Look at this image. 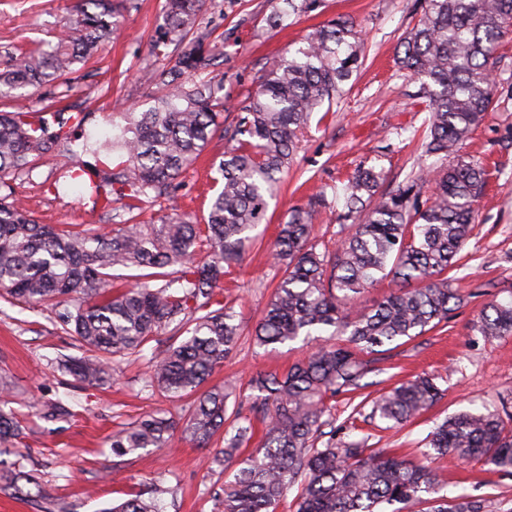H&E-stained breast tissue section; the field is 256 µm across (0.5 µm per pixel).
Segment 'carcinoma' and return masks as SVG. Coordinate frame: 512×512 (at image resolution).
Returning <instances> with one entry per match:
<instances>
[{"instance_id": "1", "label": "carcinoma", "mask_w": 512, "mask_h": 512, "mask_svg": "<svg viewBox=\"0 0 512 512\" xmlns=\"http://www.w3.org/2000/svg\"><path fill=\"white\" fill-rule=\"evenodd\" d=\"M317 0H285L284 15L307 13ZM205 0H165L163 24L151 55L175 64L149 69L162 89L154 104L112 113V137L85 131L90 115L46 106L0 112V183L30 173L45 156L65 153L76 163L65 181L77 185L92 208L121 203L127 218L107 229L98 224H50L20 202L0 198V297L13 304L53 302L58 323L86 354L62 355L58 370L88 386L112 378V359L154 342L145 387L173 401L195 396L179 423L146 415L112 434L115 457L164 448L177 428L206 444L222 437L210 466L233 471L219 493L223 512H277L296 489L295 512H498L490 498H449L433 465L450 457L479 460L512 474V428L489 409L460 412L439 424L423 450L432 466L416 465L365 440L336 442V418L326 401L363 387L369 361L383 348L436 328L460 304L448 269L467 243L475 204L485 188L484 164L459 154L463 142L491 110L489 73L503 38L512 31V0H423L421 14L398 50V65L421 81L428 98L422 156L448 161L410 176L394 192L381 190L382 173L358 170L339 201L347 233L332 253L312 242V206L295 208L279 225L271 255L282 275L252 332L262 347L300 341L309 354L288 370L260 374L240 390L202 387L236 346L242 324L224 304V274L239 265L266 220L269 199L288 170L311 117L332 107L358 72L362 42L353 23L331 21L309 33L274 62L224 125V79H196L212 53L207 35L195 34ZM115 0H85L49 50L21 51L0 72V99L15 91L58 82L73 65L97 54L117 30ZM225 140L216 171L223 185L208 203L204 223L169 209L178 178L205 151L216 132ZM431 178L433 196L419 199V182ZM160 206L157 224H141L133 211ZM391 289L372 308L350 319L342 306L377 283ZM486 338L512 335V295L480 311ZM436 377L418 376L368 401V420L406 425L440 398ZM233 410H228L229 400ZM47 421L72 415L60 402L42 405ZM262 447L245 454L255 422ZM329 431H324V428ZM327 440H322V437ZM23 437L13 413L0 410V444ZM0 493L30 501L50 499L39 478L20 469L0 473ZM155 487L136 492L102 512H162Z\"/></svg>"}]
</instances>
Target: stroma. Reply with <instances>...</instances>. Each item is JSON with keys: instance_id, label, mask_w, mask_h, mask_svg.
Wrapping results in <instances>:
<instances>
[{"instance_id": "1", "label": "stroma", "mask_w": 512, "mask_h": 512, "mask_svg": "<svg viewBox=\"0 0 512 512\" xmlns=\"http://www.w3.org/2000/svg\"><path fill=\"white\" fill-rule=\"evenodd\" d=\"M134 2V8L121 14L120 32L100 54L77 65L67 84L48 92L64 111L90 113L88 128L101 135L109 130L104 117L113 103L142 105L156 95L145 72L165 0ZM79 3L0 0V68L15 46L54 42ZM281 6V0H206L201 26L224 35V54L208 73L224 80L230 104L225 120H232L233 105L256 87L274 60L329 20H352L365 42L363 64L326 118L305 131L270 202L264 244L253 247L224 279V301L242 316L244 333L208 379L211 387L247 385L252 376L283 371L306 353L300 346L259 347L250 334L281 276L267 244L289 210L306 205L312 192L325 190L327 203L317 209L312 235L319 249H335L344 235L335 188L356 169L373 166L383 172V190L392 192L425 163L417 145L426 129L428 100L419 81L396 63L401 41L418 19L415 0H321L316 10L291 16L283 27H269V17ZM493 83L494 107L461 148L463 156L489 163L492 171L476 204L471 236L449 272L465 301L446 324L380 355L364 378L373 394L417 375H434L443 394L410 425L385 428L362 422L339 433V440L364 438L369 447L392 448L418 462L429 432L459 411L485 406L512 425V335L488 339L474 328L488 302L512 291V34L498 52ZM223 152L224 139L215 135L180 176L175 206L199 219L206 215L208 200L217 189L212 163ZM70 163L65 154L45 157L30 175L6 178L0 195H11L34 216L54 224L112 226L111 213L84 205L76 186L59 183ZM77 352L74 339L54 325L52 306L23 309L0 300V410L15 412L28 426L20 445L24 454L8 446L0 452V462L34 472L53 488L50 500L37 503L0 495V512H100L123 493L145 491L156 483L166 489L164 512H219L214 493L224 475L205 466L214 446H199L177 433L160 450L123 458L110 451L113 432L124 424L159 412L183 417L185 402L146 390L147 363L136 354L113 362L110 384L77 385L54 364L59 355ZM57 398L68 402L72 417L46 422L36 415L34 403ZM438 475L444 494L494 497L504 512H512V475L477 460L455 459L448 460Z\"/></svg>"}]
</instances>
